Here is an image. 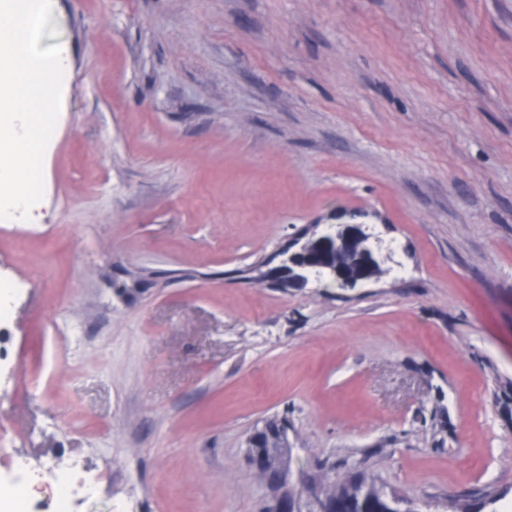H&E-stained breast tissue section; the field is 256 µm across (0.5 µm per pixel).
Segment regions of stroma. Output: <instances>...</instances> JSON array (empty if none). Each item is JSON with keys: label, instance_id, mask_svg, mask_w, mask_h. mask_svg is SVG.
<instances>
[{"label": "stroma", "instance_id": "1", "mask_svg": "<svg viewBox=\"0 0 512 512\" xmlns=\"http://www.w3.org/2000/svg\"><path fill=\"white\" fill-rule=\"evenodd\" d=\"M42 220L0 221V490L260 512L248 437L512 512V0H51ZM365 212L377 281L248 279Z\"/></svg>", "mask_w": 512, "mask_h": 512}]
</instances>
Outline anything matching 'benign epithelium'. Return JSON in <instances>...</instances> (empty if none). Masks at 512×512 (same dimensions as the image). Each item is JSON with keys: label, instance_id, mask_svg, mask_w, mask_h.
Here are the masks:
<instances>
[{"label": "benign epithelium", "instance_id": "obj_1", "mask_svg": "<svg viewBox=\"0 0 512 512\" xmlns=\"http://www.w3.org/2000/svg\"><path fill=\"white\" fill-rule=\"evenodd\" d=\"M318 228L317 224L311 225L302 239L283 250L277 265H254L248 271L254 274V279L283 290L306 287L314 269L325 271V276L333 281L349 273L358 283L384 274L369 245L370 236L362 234L359 225L329 224L320 233ZM286 447L288 435L282 434L260 459L262 466L277 475L276 484L266 488L270 512H326L321 479L295 482Z\"/></svg>", "mask_w": 512, "mask_h": 512}]
</instances>
